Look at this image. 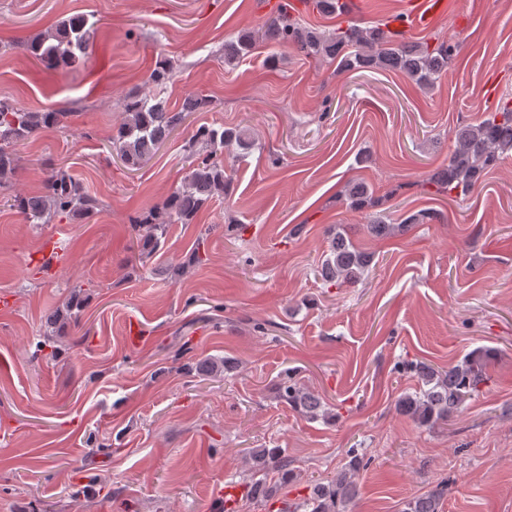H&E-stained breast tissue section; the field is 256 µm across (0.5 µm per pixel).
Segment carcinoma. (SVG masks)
<instances>
[{
    "instance_id": "carcinoma-1",
    "label": "carcinoma",
    "mask_w": 512,
    "mask_h": 512,
    "mask_svg": "<svg viewBox=\"0 0 512 512\" xmlns=\"http://www.w3.org/2000/svg\"><path fill=\"white\" fill-rule=\"evenodd\" d=\"M97 23L82 14L69 16L28 40L24 49L47 70L73 67L88 49ZM261 39L291 46L307 59L317 63L336 64L344 73L360 69L398 71L418 86L430 89L448 69L456 46L451 41L435 43L396 39L380 27L367 28L349 24L334 32L307 27L289 5H282L266 21ZM256 37L244 31L234 40L224 43V65L234 67L253 48ZM174 78L173 69L158 63L148 82L157 91L134 92L124 100V120L112 130L109 149L116 152L129 169L147 163L162 145L186 122L188 117L207 107L208 101L199 95L187 96L179 109L170 107L160 89ZM68 113L61 110L31 112L0 101V188L10 182L19 161V147L41 130L64 126ZM250 144L249 129L240 124L218 128L200 126L185 145L187 175L182 185L173 190L147 215L134 225L138 233L136 245L141 253L151 254L159 245L170 224H190L198 212L213 199L228 191L230 180L225 175L221 156L224 149ZM512 156V100L502 101L498 112L460 129L448 155V166L434 176L437 191L452 193L475 186L483 174ZM372 195L365 183H352L345 197L355 207ZM0 204L23 213L32 224H48L53 220L93 216L99 201L82 183L61 168L47 171L42 194L37 196H0ZM426 214L410 215L402 224H389L379 216L368 224L371 233L382 238L403 234L411 224H417ZM330 245L320 264L322 281L342 288L361 279L374 265V256L359 250L347 233L336 227L327 231ZM493 348H477L446 371L425 363H415L407 369L416 373L423 389L404 394L397 402L398 410L411 417L420 427H431L459 412L467 401L483 392L490 381L489 364L495 359ZM279 400L309 420H328L333 414L325 411L321 399L307 390L287 371L275 384ZM248 455L253 473L248 484L247 498L256 506L273 512V504L281 491L294 483L297 475L288 468V457L280 448H250ZM363 457L350 452L349 460L327 482L310 486L308 497L301 502L286 503L279 512H349L347 506L356 496V478L363 469ZM274 473L277 479H268ZM448 486L438 485L426 494L406 504L402 512H441Z\"/></svg>"
}]
</instances>
